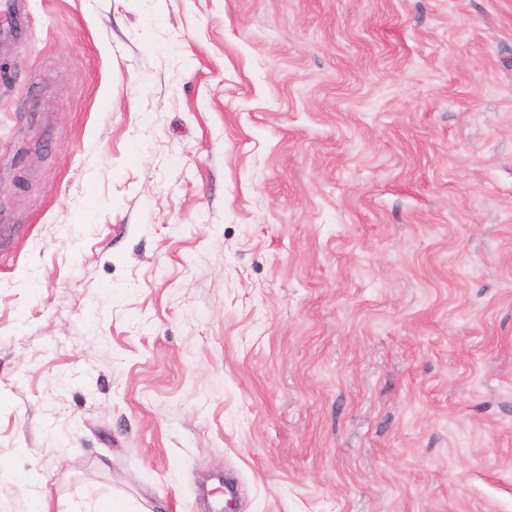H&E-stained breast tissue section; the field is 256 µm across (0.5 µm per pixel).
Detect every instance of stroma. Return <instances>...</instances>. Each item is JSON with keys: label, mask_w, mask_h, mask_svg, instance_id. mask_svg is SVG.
I'll return each instance as SVG.
<instances>
[{"label": "stroma", "mask_w": 512, "mask_h": 512, "mask_svg": "<svg viewBox=\"0 0 512 512\" xmlns=\"http://www.w3.org/2000/svg\"><path fill=\"white\" fill-rule=\"evenodd\" d=\"M24 3L0 512H512V0Z\"/></svg>", "instance_id": "1"}]
</instances>
